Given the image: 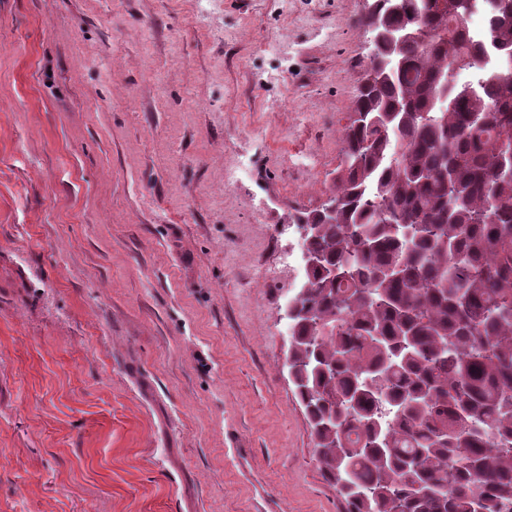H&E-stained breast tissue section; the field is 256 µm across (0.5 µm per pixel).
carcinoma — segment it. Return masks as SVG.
Wrapping results in <instances>:
<instances>
[{"mask_svg":"<svg viewBox=\"0 0 512 512\" xmlns=\"http://www.w3.org/2000/svg\"><path fill=\"white\" fill-rule=\"evenodd\" d=\"M454 2L376 0L371 37L423 38L372 44L336 209L298 217L288 369L347 512H512V0L477 47Z\"/></svg>","mask_w":512,"mask_h":512,"instance_id":"obj_1","label":"carcinoma"}]
</instances>
